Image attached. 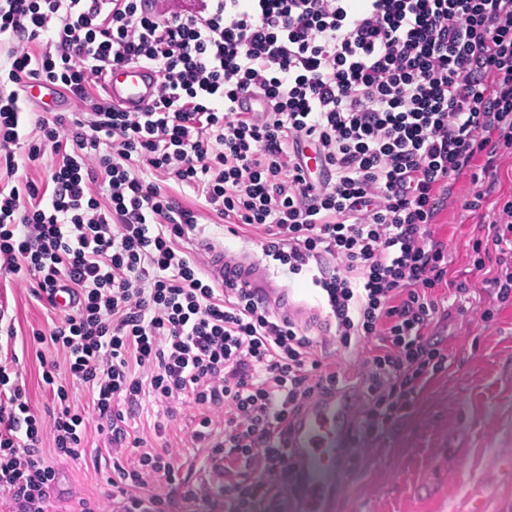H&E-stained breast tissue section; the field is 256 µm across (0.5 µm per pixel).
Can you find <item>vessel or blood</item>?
Returning a JSON list of instances; mask_svg holds the SVG:
<instances>
[{
  "instance_id": "1",
  "label": "vessel or blood",
  "mask_w": 512,
  "mask_h": 512,
  "mask_svg": "<svg viewBox=\"0 0 512 512\" xmlns=\"http://www.w3.org/2000/svg\"><path fill=\"white\" fill-rule=\"evenodd\" d=\"M159 83L149 67L133 64L112 70L106 91L114 105L142 112L153 103ZM210 276L220 284L248 288L275 316L308 330L327 328L317 308L293 300L282 288L270 285V272L255 256L225 257L223 248L205 245ZM360 387L345 386L316 395L286 423L285 446L297 491L296 512H335L336 500L351 473V455L359 412Z\"/></svg>"
}]
</instances>
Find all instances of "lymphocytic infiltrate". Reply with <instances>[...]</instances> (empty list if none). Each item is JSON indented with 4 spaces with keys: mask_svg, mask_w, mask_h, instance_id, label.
Segmentation results:
<instances>
[{
    "mask_svg": "<svg viewBox=\"0 0 512 512\" xmlns=\"http://www.w3.org/2000/svg\"><path fill=\"white\" fill-rule=\"evenodd\" d=\"M145 3L0 0V270L48 306L61 291L77 299L32 334L62 356L42 373L50 418L0 360V488L29 512L55 483L44 440L56 461L81 457L85 414L67 381L86 387L99 434L139 450L116 469L117 512H166L148 485L174 484L180 452L129 438L125 409L191 400L193 441L256 475L231 492L270 503L293 486L284 422L343 378L251 292L205 277L182 245L201 212L167 182L213 218L261 229L291 274L336 261L314 284L339 342L368 349L360 433L376 437L448 368L425 334L448 283L440 199L477 157L489 174L512 150V0H202L191 15ZM132 63L159 76L142 112L92 92ZM34 81L74 109L38 113L28 130ZM244 93L267 111H239ZM46 155L42 187L19 161Z\"/></svg>",
    "mask_w": 512,
    "mask_h": 512,
    "instance_id": "obj_1",
    "label": "lymphocytic infiltrate"
}]
</instances>
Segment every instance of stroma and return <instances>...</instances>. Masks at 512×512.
I'll list each match as a JSON object with an SVG mask.
<instances>
[{
	"label": "stroma",
	"instance_id": "35a3bbf8",
	"mask_svg": "<svg viewBox=\"0 0 512 512\" xmlns=\"http://www.w3.org/2000/svg\"><path fill=\"white\" fill-rule=\"evenodd\" d=\"M479 208H465L474 193ZM512 200V154L499 156L495 176H461L444 200L433 231L448 252V276L455 289H435L440 312L426 334L448 354L447 370L435 377L416 407L381 437L371 454L354 469L337 512H512V295L499 298L484 279L498 265L487 259L484 272L473 266L472 244L486 237L499 209ZM223 246L225 253L262 256L263 234L245 226L202 220L188 240L190 252L202 244ZM267 266L274 283L295 299L317 307L326 301L310 275H292L276 261ZM0 304L7 307L19 334L47 329L54 313L36 301L15 276L0 272ZM494 316L483 321L481 314ZM29 404L38 414L52 408L42 384L43 361L57 359L54 349L37 353L27 346L18 353ZM200 415L190 402L155 404L127 418L130 434L147 443L168 440L180 447L178 481L199 487L197 498L170 494L168 512H268L263 501L240 503L223 485H205L201 463L206 455L193 444L191 432ZM164 437H156L155 424ZM130 451H113L97 431L95 416L86 420L84 452L78 462H61L45 512H73L78 499L110 502L114 464H127Z\"/></svg>",
	"mask_w": 512,
	"mask_h": 512
}]
</instances>
